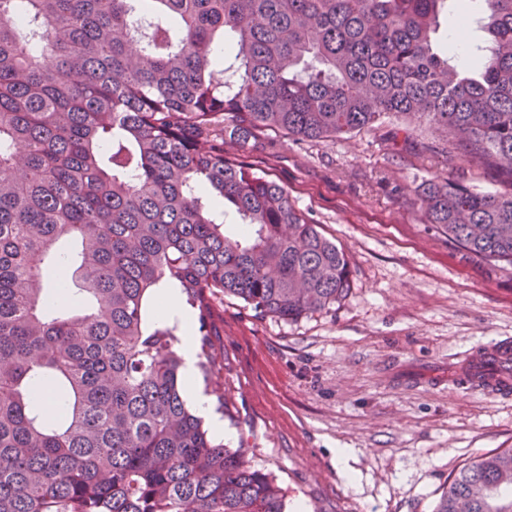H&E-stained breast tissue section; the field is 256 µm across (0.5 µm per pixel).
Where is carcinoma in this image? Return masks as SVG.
Instances as JSON below:
<instances>
[{
	"label": "carcinoma",
	"mask_w": 512,
	"mask_h": 512,
	"mask_svg": "<svg viewBox=\"0 0 512 512\" xmlns=\"http://www.w3.org/2000/svg\"><path fill=\"white\" fill-rule=\"evenodd\" d=\"M451 0H0V512H286L181 394L182 329L149 322L161 282L224 369L215 302L296 321L349 291L346 252L288 189L224 157L256 133L350 136L416 116L512 179V0L485 44L439 47ZM426 223L512 264V183L418 190ZM234 217L245 231H226ZM52 390L56 414L41 411ZM433 512H512V448L464 464Z\"/></svg>",
	"instance_id": "obj_1"
}]
</instances>
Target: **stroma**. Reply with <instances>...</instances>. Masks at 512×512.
<instances>
[{"label": "stroma", "mask_w": 512, "mask_h": 512, "mask_svg": "<svg viewBox=\"0 0 512 512\" xmlns=\"http://www.w3.org/2000/svg\"><path fill=\"white\" fill-rule=\"evenodd\" d=\"M477 17L459 0L440 32L473 47ZM438 143L424 123L392 116L336 141L264 133L252 150L225 145L288 188L353 271L345 298L296 321L256 318L230 298L214 309L219 382L240 420L225 444L252 449L288 512H432L463 463L512 448V397L457 378L472 348L512 339V265L470 254L417 204L438 176L481 191L505 179L442 163Z\"/></svg>", "instance_id": "1"}]
</instances>
